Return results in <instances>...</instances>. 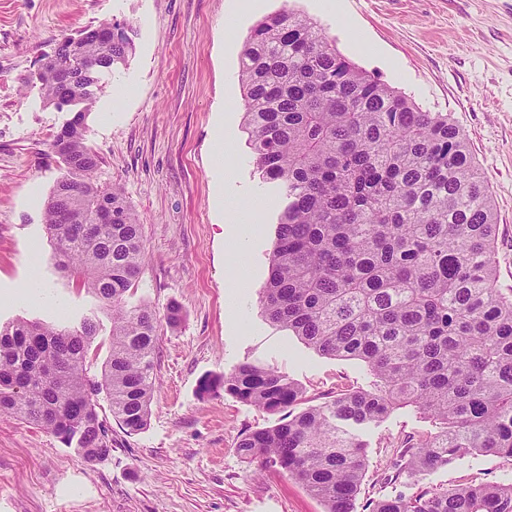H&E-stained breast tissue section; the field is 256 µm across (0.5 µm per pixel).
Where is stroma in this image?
<instances>
[{
  "label": "stroma",
  "mask_w": 512,
  "mask_h": 512,
  "mask_svg": "<svg viewBox=\"0 0 512 512\" xmlns=\"http://www.w3.org/2000/svg\"><path fill=\"white\" fill-rule=\"evenodd\" d=\"M336 19L323 0H0V326L24 318L75 326L98 312L55 266L43 205L59 169L50 137L71 119L24 84L67 37L117 19L132 49L99 76L87 143L97 178L119 183L144 233L146 263L132 303L161 322L155 391L146 427L112 428V454L88 462L54 435L0 416V512H325L287 473L236 451L242 433L278 415L199 383L252 363L286 373L304 406L368 386L365 364L324 356L266 320L261 296L275 240L276 190L262 182L243 125L241 53L251 29L291 8L320 25L338 51L428 112L450 113L466 136L497 215L498 285L512 294V0H344ZM131 95L116 99L117 83ZM229 104L232 160L250 197L215 203L217 108ZM248 288L229 300V283ZM25 301L11 295L24 284ZM178 304L183 318L164 316ZM431 423L409 409L352 426L367 467L353 512L378 498L463 483H512V460L466 455L422 478L395 476L402 441Z\"/></svg>",
  "instance_id": "35a3bbf8"
}]
</instances>
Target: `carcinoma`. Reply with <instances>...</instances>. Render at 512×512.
<instances>
[{"label":"carcinoma","mask_w":512,"mask_h":512,"mask_svg":"<svg viewBox=\"0 0 512 512\" xmlns=\"http://www.w3.org/2000/svg\"><path fill=\"white\" fill-rule=\"evenodd\" d=\"M127 27L115 21L110 48L97 29L82 30L27 78L57 107L69 79L81 109L49 143L60 175L44 224L56 267L110 318L102 379L90 363L97 316L0 328V415L50 432L87 462L112 453L95 397L107 392L132 435L154 391L157 315L129 302L146 258L143 225L118 184L97 180L86 141L98 75L132 50ZM240 81L257 171L282 204L263 313L321 355L362 361L372 381L296 413L304 391L281 371L246 363L202 380L203 393L219 387L283 414L243 435L238 453L288 472L326 512H351L367 464L343 422L378 424L403 408L430 420L433 431L403 445L397 476L468 454L512 460V295L498 287L492 198L448 113L422 110L286 8L251 29ZM372 512H512V483L426 489L378 499Z\"/></svg>","instance_id":"cac0c4a2"}]
</instances>
